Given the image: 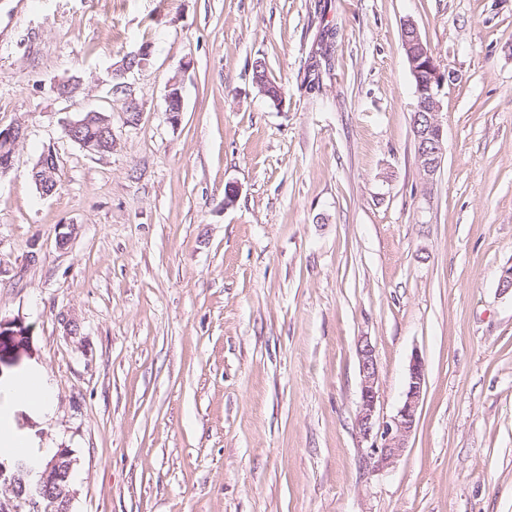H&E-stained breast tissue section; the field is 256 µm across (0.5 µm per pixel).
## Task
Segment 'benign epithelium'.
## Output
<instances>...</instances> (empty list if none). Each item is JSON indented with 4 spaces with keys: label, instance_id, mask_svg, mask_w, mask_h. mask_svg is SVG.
I'll return each mask as SVG.
<instances>
[{
    "label": "benign epithelium",
    "instance_id": "benign-epithelium-1",
    "mask_svg": "<svg viewBox=\"0 0 512 512\" xmlns=\"http://www.w3.org/2000/svg\"><path fill=\"white\" fill-rule=\"evenodd\" d=\"M403 29L409 32L410 40L406 43V50L411 74L417 82L413 110L425 117L420 132L421 170L423 176L430 179L440 170L445 157L444 128L440 119L441 94L445 84L453 80V75L441 70L436 56L429 54L426 42L419 37L413 22L406 21ZM143 56H151L147 45L129 55L122 66L113 70L112 80L121 82V87L130 90L126 82L128 74L132 72L129 60ZM166 104L169 122L174 126L179 125L183 103L180 82L176 78L169 81ZM92 118L97 119L104 139L112 141L111 119L102 112L91 111L71 120L64 125V130L71 136ZM28 335L26 327L0 319V342L8 340L20 347L28 342ZM356 354L360 375L356 428L362 439L369 442L367 456L372 469L384 471L396 465L404 455L408 439L416 427L418 409L426 386V362L420 353L412 355L402 404L394 416L384 421L377 415L380 373L375 347L368 338H361L356 344ZM73 465L71 450L57 449L44 458L33 480L35 490L26 494L19 490V486L23 485L20 475L31 473L28 461L0 460V490L6 491V494H0V512H47L51 507L54 512H70L75 495L71 483Z\"/></svg>",
    "mask_w": 512,
    "mask_h": 512
}]
</instances>
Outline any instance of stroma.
<instances>
[{
    "label": "stroma",
    "mask_w": 512,
    "mask_h": 512,
    "mask_svg": "<svg viewBox=\"0 0 512 512\" xmlns=\"http://www.w3.org/2000/svg\"><path fill=\"white\" fill-rule=\"evenodd\" d=\"M317 1L0 0V127L26 129L0 177V317L30 337L0 350V384L42 370L53 412L0 402L40 452L72 450L71 512H512V0ZM409 20L454 74L429 180ZM145 43L129 126L112 70ZM91 110L109 153L62 134ZM48 150L44 196L30 172ZM363 336L381 418L412 354L427 365L380 472L355 424ZM166 104V112L170 123L175 126L179 125L183 112V103L180 82L177 78H172V80L169 81ZM91 118L97 119L98 124L100 125L101 129L103 130L104 139H106L108 141L109 146H107V148H105L104 145H98V144L93 145L92 142H85V141H82L81 139H76V138H74V141L78 145H80V147L82 149H84L85 151H87L90 154H95V155L96 154H105L104 153L105 150L112 149V148H109V147H112V122H111L110 117L105 115L104 113L97 112V111H90L89 113H86L85 115H82L77 119L68 121L64 125V130L71 137L73 135L74 131L81 129ZM101 129L96 125L85 126L79 131V133L81 134L82 139H94V138H98L102 134ZM66 133H64V134H65V136L68 137V135ZM45 167L48 171L50 172H54L53 174V177L51 179H47L45 181V179H37L38 181V184L37 182L35 181V174H33V169H34V166L31 170V179L34 181V183L36 184V187L42 191V183L44 188L47 189V191L49 192H54L57 190V187H58V180H57V170H58V163H57V159H56V156L51 152V151H48L47 153H44L43 156H42V160L39 162V164L36 165L35 167V172L38 171L36 174L37 177H40L41 173L44 171L43 170H40L41 168ZM41 180V182H40Z\"/></svg>",
    "instance_id": "stroma-1"
}]
</instances>
